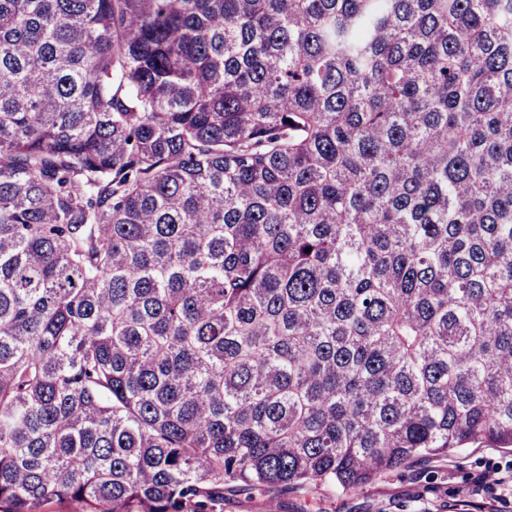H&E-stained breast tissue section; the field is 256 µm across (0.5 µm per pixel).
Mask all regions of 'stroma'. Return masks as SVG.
Here are the masks:
<instances>
[{
  "instance_id": "1",
  "label": "stroma",
  "mask_w": 512,
  "mask_h": 512,
  "mask_svg": "<svg viewBox=\"0 0 512 512\" xmlns=\"http://www.w3.org/2000/svg\"><path fill=\"white\" fill-rule=\"evenodd\" d=\"M509 469L512 447L474 444L412 461L352 491L324 483L290 492L287 512H512L511 490L474 483Z\"/></svg>"
}]
</instances>
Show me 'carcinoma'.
I'll list each match as a JSON object with an SVG mask.
<instances>
[{
	"label": "carcinoma",
	"instance_id": "carcinoma-1",
	"mask_svg": "<svg viewBox=\"0 0 512 512\" xmlns=\"http://www.w3.org/2000/svg\"><path fill=\"white\" fill-rule=\"evenodd\" d=\"M512 447V0H0V506L224 512Z\"/></svg>",
	"mask_w": 512,
	"mask_h": 512
}]
</instances>
